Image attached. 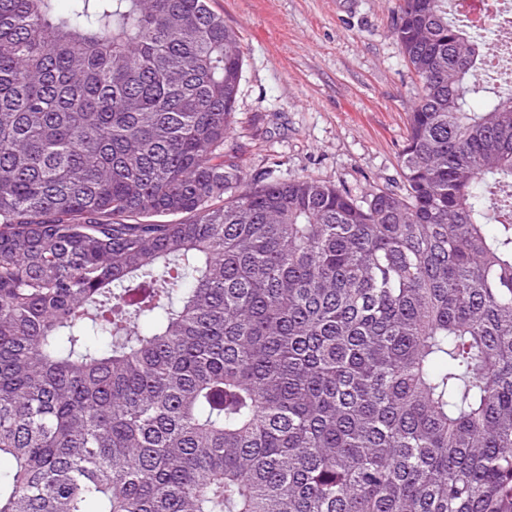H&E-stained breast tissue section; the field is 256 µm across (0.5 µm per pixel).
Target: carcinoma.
Here are the masks:
<instances>
[{"mask_svg":"<svg viewBox=\"0 0 512 512\" xmlns=\"http://www.w3.org/2000/svg\"><path fill=\"white\" fill-rule=\"evenodd\" d=\"M0 0V512H512V82L398 0L403 192L249 177L209 0Z\"/></svg>","mask_w":512,"mask_h":512,"instance_id":"1","label":"carcinoma"}]
</instances>
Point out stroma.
Wrapping results in <instances>:
<instances>
[{"mask_svg":"<svg viewBox=\"0 0 512 512\" xmlns=\"http://www.w3.org/2000/svg\"><path fill=\"white\" fill-rule=\"evenodd\" d=\"M396 0H210L240 38L243 72L224 149L354 195L399 189L418 81L392 27Z\"/></svg>","mask_w":512,"mask_h":512,"instance_id":"35a3bbf8","label":"stroma"}]
</instances>
